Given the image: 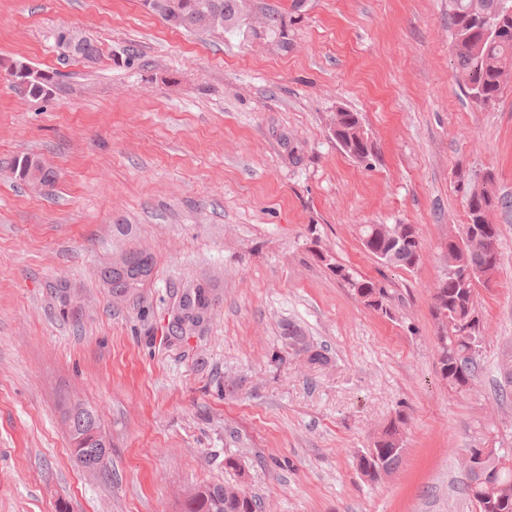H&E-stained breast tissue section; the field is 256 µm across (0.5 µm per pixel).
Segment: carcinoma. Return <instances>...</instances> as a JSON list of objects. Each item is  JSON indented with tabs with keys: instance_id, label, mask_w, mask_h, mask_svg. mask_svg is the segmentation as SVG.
<instances>
[{
	"instance_id": "carcinoma-1",
	"label": "carcinoma",
	"mask_w": 512,
	"mask_h": 512,
	"mask_svg": "<svg viewBox=\"0 0 512 512\" xmlns=\"http://www.w3.org/2000/svg\"><path fill=\"white\" fill-rule=\"evenodd\" d=\"M148 9L167 25L186 31L221 35L241 28L248 20L270 30L277 26L276 17L254 13L252 0H152ZM488 18L493 21V29L487 34L483 31L482 23ZM448 29L467 94L484 106L496 105L505 89L512 85V12L505 11L503 0H448ZM53 38L65 59L93 61L98 55V48L84 36L75 43L64 42L62 30L58 29ZM53 79L54 76L44 73L40 79L31 81L22 94L39 99L43 97V87L50 86ZM343 116L341 149L358 162L362 150V144L354 136L358 113L348 111ZM15 167L18 170L27 169L29 176L37 177L44 186L52 181V172L35 156L26 155L16 159ZM488 174L487 191L480 196H472L471 173H459L458 186L464 192L468 223L484 224L487 232L478 247L471 246L468 228L459 232L458 242L448 244V265L439 288L431 293L432 311H441L445 316L435 336L437 350L445 353V357L439 360L442 375L449 385L456 388H468L476 378L477 349L481 348L483 336L476 332H465L464 324L477 313L478 287L491 286L489 281L483 279V273L492 268L498 270L501 266L500 229L491 221V215L496 211L506 216L512 214V198L497 195L494 190L495 174L491 170ZM396 234L394 224H365L360 228L363 247L377 261L412 269L415 267L414 253L407 248H395L393 236ZM122 257L121 266L109 265L104 268L102 279L112 296L125 299L148 281L153 259L149 253L137 250L124 252ZM328 266L365 307L387 311L386 289L343 264L330 262ZM458 268L467 270L473 279L466 282L459 279L456 273ZM188 291L190 296L187 297V306L183 307L184 316L167 326L169 336L182 338L195 334L201 328L199 314L214 311L217 297L208 283L198 282ZM282 338L289 348L305 356L309 363L325 365L329 362L324 351L311 345L296 325H283ZM65 417L69 434L99 435V441L72 452L74 464L82 469L91 452L100 447L108 449L110 444L101 435L99 416L92 409L74 402L67 407ZM408 419L407 412H396L387 421L382 433L374 437L373 445L358 456V460L368 458L379 467L396 470L404 453L403 438L399 436L398 429L406 427ZM502 456L503 452L494 449L486 453L484 459L477 461L474 459V449H469L465 460L468 470L465 491L474 501L477 512H512V468L501 466ZM475 463L488 471H497V482L486 484L475 478L470 473ZM180 512H261V502L252 494L243 501L229 498L225 494V485L205 484L198 487L194 497L180 504Z\"/></svg>"
}]
</instances>
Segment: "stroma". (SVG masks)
Segmentation results:
<instances>
[{
  "label": "stroma",
  "instance_id": "obj_1",
  "mask_svg": "<svg viewBox=\"0 0 512 512\" xmlns=\"http://www.w3.org/2000/svg\"><path fill=\"white\" fill-rule=\"evenodd\" d=\"M277 32L164 24L142 0H0V512H179L181 491L244 478L263 512H475L469 449L512 448V217L494 213L502 267L480 290L485 341L469 391L439 374L430 293L467 221L458 170L512 196V89L475 103L456 70L448 0H254ZM73 28L96 62L61 61ZM54 74L20 94L8 67ZM360 113L380 155L329 132ZM39 156L52 184L13 170ZM364 224H415L423 259L385 266ZM154 260L114 302L113 256ZM325 253L389 292L365 307ZM211 283L193 336L166 334L172 289ZM294 322L330 362L281 338ZM93 407L109 464L71 460L67 402ZM403 409L405 453L369 482L356 456ZM241 469H226L227 457ZM343 111H347V110L341 109L338 111V112H342L340 114H342L344 116L343 126L339 133L341 136L340 137L341 145H339V146L341 147L342 151L347 156H349L351 159H353L356 162H360V158H359L360 151L362 150L363 145L355 140L354 129H355V125L357 122L356 117H359V118H361V117L357 112H352V111L343 112Z\"/></svg>",
  "mask_w": 512,
  "mask_h": 512
}]
</instances>
